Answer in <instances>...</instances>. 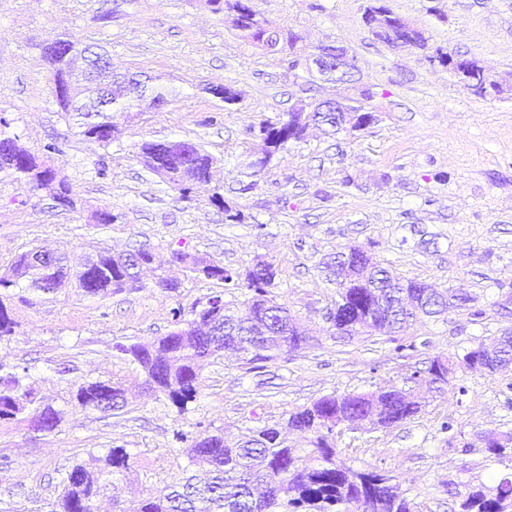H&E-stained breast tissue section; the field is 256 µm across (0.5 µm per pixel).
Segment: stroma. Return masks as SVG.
Wrapping results in <instances>:
<instances>
[{
	"label": "stroma",
	"mask_w": 512,
	"mask_h": 512,
	"mask_svg": "<svg viewBox=\"0 0 512 512\" xmlns=\"http://www.w3.org/2000/svg\"><path fill=\"white\" fill-rule=\"evenodd\" d=\"M370 5L408 19L426 47L397 50L374 39L364 21ZM253 6L294 43L272 50L248 42L235 12L213 11L207 0H0V117L19 147L69 183L76 201L60 206L51 188L1 174L0 273L37 246L66 253L73 267L98 250L148 246L181 284L168 297L148 274L144 287L106 298L70 283L47 299L14 289L7 306L18 327L0 342V364L25 375L38 406L60 410L62 419L50 433L31 410L0 421V512H53L69 470L121 448L130 467L95 502V512H115L116 502L134 505L191 468L186 438L207 431L234 442L257 428L283 427L319 397L402 385L411 370L439 357L462 360L512 328V91L480 97L432 61L438 50L463 55L512 83V0ZM60 38L79 50L105 48L116 71L162 76L166 105L116 116L108 146L79 136L57 104L41 54ZM333 42L357 65L343 86L306 65ZM213 86L233 89L238 102L225 104L210 94ZM336 96L370 111L371 124L333 136L308 127L254 172L251 162L265 149L257 127ZM179 140L215 159L210 182L194 185L187 198L139 154L142 142ZM52 143L58 152H48ZM217 190L240 221L212 204ZM100 210L119 214V222L95 223ZM350 246L395 276L460 288L471 301L396 333L338 339L326 319L337 299L326 264ZM176 252L239 271L272 262L271 294L313 343L257 365L221 352L204 363L199 395L183 411L146 390L142 371L116 343L166 335L173 307L189 314L220 297L242 310L249 298L246 289L190 277L173 262ZM95 381L121 383L126 407L81 408L78 386ZM510 435L512 368H462L410 420L343 432L336 446L350 467L395 475L414 512H459L465 492L490 490L512 475V450H488Z\"/></svg>",
	"instance_id": "stroma-1"
}]
</instances>
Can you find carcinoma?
Masks as SVG:
<instances>
[{
  "mask_svg": "<svg viewBox=\"0 0 512 512\" xmlns=\"http://www.w3.org/2000/svg\"><path fill=\"white\" fill-rule=\"evenodd\" d=\"M252 0H234L236 26L242 37L275 48L280 34L270 30L251 5ZM74 52L69 40H59L43 48L50 65L56 101L65 116L76 122L80 135L102 146L112 142L114 112L129 113L147 101L166 98L164 87L138 81L118 86L113 92L112 110L90 112L93 101L85 96L88 87L72 85L66 76L71 63L67 53ZM17 144L10 136H0V174L23 179L36 187L57 183L56 196L74 206L71 189L56 172L43 166L28 152L13 153ZM140 155L153 172L168 169L165 177L182 194H187L188 181L211 178L213 157L200 146L185 141L144 142ZM36 247L22 253L8 271L0 274V341L16 333V322L9 316L3 299L15 288L25 286L37 293H49L63 282L70 270L62 266L51 272L34 262L32 256L45 253ZM351 270L349 286L338 291L336 301L339 324L350 336L369 332H395L410 324L405 307L420 299L423 283L415 279H387L400 283L398 288L374 286V279L364 275L370 258L354 250L348 259ZM126 255L100 251L88 258L85 268L74 274L77 287L88 295L106 297L127 288L123 282ZM198 279L218 280L243 286L249 293L245 312L230 307L216 297L192 320L181 308L172 309L173 328L167 335L151 343H118L115 349L123 357L138 364L145 374V385L166 395L173 405L183 409L194 401L201 385L202 362L224 351L226 344L240 335L243 325L250 327L242 340L248 352L242 359L270 361L309 345V337L295 336L287 344L285 328L290 319L288 308L278 302L271 307L259 303L268 292L272 279L257 264L244 272L226 268L211 259L188 267ZM457 298V306L470 301L463 291L452 289L439 293L432 301L420 304L428 317L448 296ZM217 322L223 334L203 338L202 326ZM491 346L497 348L499 362L512 364V340L499 336ZM111 398L122 408L125 390L118 382H88L77 389L75 399L83 408L99 409L98 400ZM36 403L31 389L23 386L21 377L0 365V419H11ZM422 398L395 386L368 393L323 396L291 414L288 421L311 434V449L302 454L288 446L276 427L253 431L250 440L236 446L224 442V435L205 432L191 440L189 455L196 466L183 472L175 483L140 500L134 512H344L350 502L362 505L361 512H412L410 503L400 495L397 486L382 477L380 470H355L336 459V425L348 423L353 428L366 424L373 429L393 426L416 414ZM38 422L44 432H52L61 420V412L37 408ZM129 467V456L122 448L106 455L98 472L82 465L73 467L63 478V495L57 512H94V502L101 492L112 486L109 477ZM462 512H512V479L503 478L491 491L468 494L461 504Z\"/></svg>",
  "mask_w": 512,
  "mask_h": 512,
  "instance_id": "carcinoma-1",
  "label": "carcinoma"
}]
</instances>
